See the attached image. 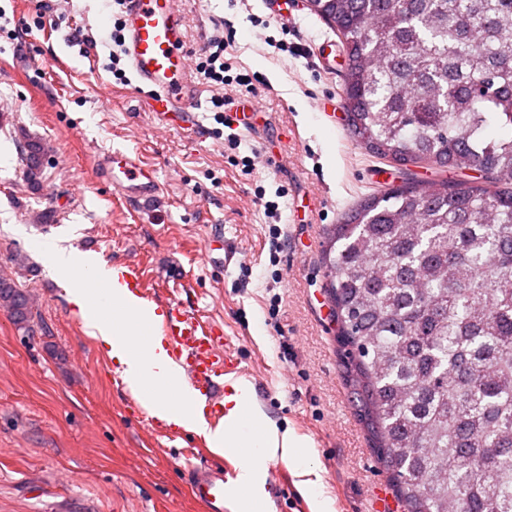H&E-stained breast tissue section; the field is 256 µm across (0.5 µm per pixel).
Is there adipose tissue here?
<instances>
[{
    "mask_svg": "<svg viewBox=\"0 0 512 512\" xmlns=\"http://www.w3.org/2000/svg\"><path fill=\"white\" fill-rule=\"evenodd\" d=\"M47 260L58 278L68 285L69 300L85 326L97 328L100 339L108 349L112 360L123 369L128 378L134 381H168L174 378V371L167 364L166 351L161 340L151 342L143 356H132L125 336V315L138 311L140 300L126 285L121 284L117 273L100 267L82 268L77 264L76 253L59 246L46 250ZM112 298L117 309L111 319L102 318L100 311L104 298ZM233 408L226 417V425L217 429L211 436L217 450L227 448H254L257 459L292 460L297 464L299 475L305 476V486L309 491H318L319 482L313 481L311 474L307 437L287 431L278 432L258 409L254 400L248 399L247 383L235 386ZM257 459L244 460L240 466L238 479L241 483H251L256 475Z\"/></svg>",
    "mask_w": 512,
    "mask_h": 512,
    "instance_id": "1",
    "label": "adipose tissue"
}]
</instances>
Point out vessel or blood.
<instances>
[{
  "instance_id": "obj_1",
  "label": "vessel or blood",
  "mask_w": 512,
  "mask_h": 512,
  "mask_svg": "<svg viewBox=\"0 0 512 512\" xmlns=\"http://www.w3.org/2000/svg\"><path fill=\"white\" fill-rule=\"evenodd\" d=\"M124 21L126 55L140 88L147 91L151 111L162 116L176 113L190 121L198 92L188 78L185 17L173 8L172 0H126ZM94 165L104 182L135 202L150 203L161 193L156 169L138 153L115 148L95 158ZM120 277L139 298L148 299L139 265L122 264ZM155 314L156 333L181 369L180 383L169 386L173 397H180L181 385H188L210 406L211 419H219L222 382L242 377L222 328L198 310L175 302H157ZM251 454V449L242 448L225 456L220 466L187 465V483L205 512H258L269 489L287 488L288 475L282 469L241 484L237 462Z\"/></svg>"
}]
</instances>
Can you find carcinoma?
<instances>
[{"instance_id":"obj_1","label":"carcinoma","mask_w":512,"mask_h":512,"mask_svg":"<svg viewBox=\"0 0 512 512\" xmlns=\"http://www.w3.org/2000/svg\"><path fill=\"white\" fill-rule=\"evenodd\" d=\"M347 63V130L403 184L329 228L323 262L356 413L407 512H512V0H311ZM29 328V297L0 279Z\"/></svg>"}]
</instances>
